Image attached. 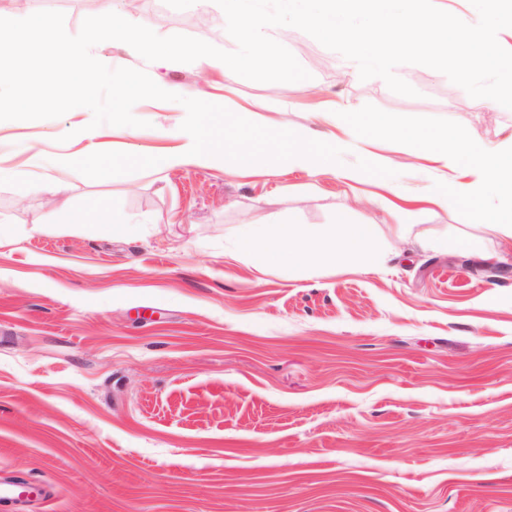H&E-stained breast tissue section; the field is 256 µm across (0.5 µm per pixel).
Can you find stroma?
I'll return each mask as SVG.
<instances>
[{
  "mask_svg": "<svg viewBox=\"0 0 512 512\" xmlns=\"http://www.w3.org/2000/svg\"><path fill=\"white\" fill-rule=\"evenodd\" d=\"M158 35L226 50L215 0H115ZM64 13L77 34L88 0H26ZM309 72L256 82L192 63L94 46L105 65L154 82L204 88L262 122L336 132L328 104L387 112L395 125H454L496 144L512 112L431 68L395 73L417 97L361 80L352 61L297 28L272 31ZM126 149L174 147L184 113L138 102ZM91 113L0 121V165L88 144ZM75 129L60 141L63 129ZM382 179H346L368 154ZM340 173L258 163L243 174L187 164L90 179L67 168L69 206L115 199L134 232L103 236L55 221L56 201L0 185V478L33 480L49 503L0 512H512V245L472 214L420 196L440 176L394 136L350 137ZM410 210L398 235L389 208ZM377 227L392 259L375 269L314 262L303 274L259 269L238 250L246 228L292 221L326 229L338 210ZM430 250H420L415 237ZM480 240L484 256L451 243Z\"/></svg>",
  "mask_w": 512,
  "mask_h": 512,
  "instance_id": "stroma-1",
  "label": "stroma"
}]
</instances>
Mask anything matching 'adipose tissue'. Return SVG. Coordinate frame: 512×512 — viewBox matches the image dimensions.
Wrapping results in <instances>:
<instances>
[{"label":"adipose tissue","mask_w":512,"mask_h":512,"mask_svg":"<svg viewBox=\"0 0 512 512\" xmlns=\"http://www.w3.org/2000/svg\"><path fill=\"white\" fill-rule=\"evenodd\" d=\"M339 125L345 132L370 139L384 132L393 134L411 147L413 155L441 164L446 173L428 195V202L476 209L479 223L489 232L512 240V137L491 145L457 126L399 128L386 112L345 110ZM459 169L473 172L474 180H454L452 173ZM484 195L492 197V204L475 208V201ZM239 249L257 266L278 265L294 274L319 259L371 268L389 258L377 245L375 225L351 223L343 210L337 211L328 232L303 231L290 222L266 224L242 235Z\"/></svg>","instance_id":"1"}]
</instances>
